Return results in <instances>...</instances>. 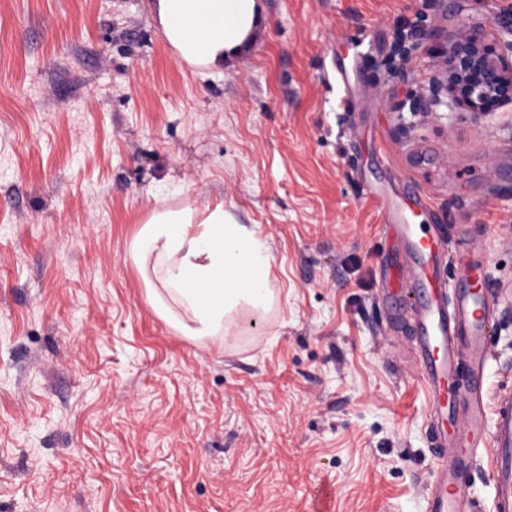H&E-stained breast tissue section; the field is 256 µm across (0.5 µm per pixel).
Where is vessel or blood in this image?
<instances>
[{"mask_svg":"<svg viewBox=\"0 0 512 512\" xmlns=\"http://www.w3.org/2000/svg\"><path fill=\"white\" fill-rule=\"evenodd\" d=\"M377 198L392 260L382 285L416 295L418 364L425 384L428 431L437 461L424 512H512V391L490 393L486 347L496 323L488 286L486 249L446 253L440 230L408 223L406 206L381 187ZM461 288L448 290L441 260ZM484 465L492 485L488 508L477 506L468 477Z\"/></svg>","mask_w":512,"mask_h":512,"instance_id":"vessel-or-blood-1","label":"vessel or blood"}]
</instances>
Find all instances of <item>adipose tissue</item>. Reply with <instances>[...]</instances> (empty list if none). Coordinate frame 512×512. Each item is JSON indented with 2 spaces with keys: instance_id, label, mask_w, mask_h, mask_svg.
<instances>
[{
  "instance_id": "adipose-tissue-1",
  "label": "adipose tissue",
  "mask_w": 512,
  "mask_h": 512,
  "mask_svg": "<svg viewBox=\"0 0 512 512\" xmlns=\"http://www.w3.org/2000/svg\"><path fill=\"white\" fill-rule=\"evenodd\" d=\"M162 35L193 68L223 69L265 21L261 0H153ZM153 306L184 335L221 339L240 312H267L275 300L271 252L223 204L154 208L130 247Z\"/></svg>"
}]
</instances>
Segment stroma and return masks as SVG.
<instances>
[{"label": "stroma", "mask_w": 512, "mask_h": 512, "mask_svg": "<svg viewBox=\"0 0 512 512\" xmlns=\"http://www.w3.org/2000/svg\"><path fill=\"white\" fill-rule=\"evenodd\" d=\"M263 6L207 72L148 0H0V512H313L325 484L331 512H424L428 405L369 188L486 243L512 301V102L411 110L438 48L512 25V0ZM187 199L271 248L275 302L222 340L163 320L129 257ZM488 358L512 389V311Z\"/></svg>", "instance_id": "35a3bbf8"}]
</instances>
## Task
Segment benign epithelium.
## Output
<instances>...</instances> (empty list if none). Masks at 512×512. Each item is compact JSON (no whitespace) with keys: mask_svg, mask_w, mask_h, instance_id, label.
I'll list each match as a JSON object with an SVG mask.
<instances>
[{"mask_svg":"<svg viewBox=\"0 0 512 512\" xmlns=\"http://www.w3.org/2000/svg\"><path fill=\"white\" fill-rule=\"evenodd\" d=\"M480 121L512 101V39L485 26L470 27L446 51L424 94L412 103L414 112H431L445 102Z\"/></svg>","mask_w":512,"mask_h":512,"instance_id":"7a95c632","label":"benign epithelium"}]
</instances>
